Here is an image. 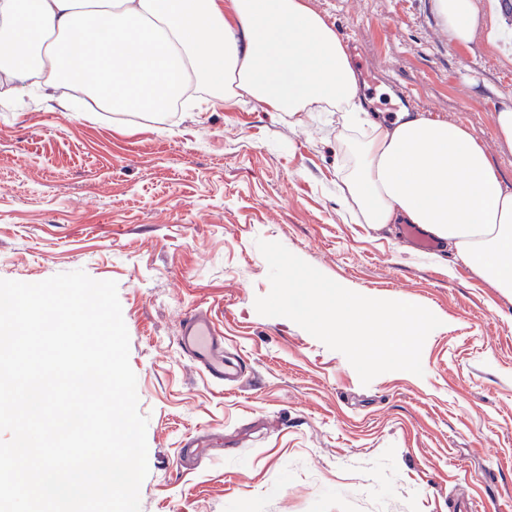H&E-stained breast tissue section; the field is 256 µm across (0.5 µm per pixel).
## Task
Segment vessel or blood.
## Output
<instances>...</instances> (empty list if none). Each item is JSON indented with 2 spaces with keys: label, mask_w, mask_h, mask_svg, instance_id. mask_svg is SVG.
Masks as SVG:
<instances>
[{
  "label": "vessel or blood",
  "mask_w": 512,
  "mask_h": 512,
  "mask_svg": "<svg viewBox=\"0 0 512 512\" xmlns=\"http://www.w3.org/2000/svg\"><path fill=\"white\" fill-rule=\"evenodd\" d=\"M402 234L419 252L435 253L441 249L440 240L426 234L418 225H404ZM177 343L182 353L216 385L233 387L242 383L245 377L242 366L237 359L225 355L224 338L208 311L195 310L182 318Z\"/></svg>",
  "instance_id": "b4317fda"
}]
</instances>
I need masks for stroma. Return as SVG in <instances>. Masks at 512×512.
<instances>
[{"label": "stroma", "instance_id": "1", "mask_svg": "<svg viewBox=\"0 0 512 512\" xmlns=\"http://www.w3.org/2000/svg\"><path fill=\"white\" fill-rule=\"evenodd\" d=\"M453 45L434 0H311L343 40L370 111L399 90L411 109L464 125L512 186L492 116L512 99V22ZM337 115L294 124L240 96L148 118L48 110L0 86V279L83 270L118 285L147 417L141 512H512V295L453 248L421 258L398 225L355 223L339 204L349 164ZM277 241L343 287L410 301L441 321L422 375L362 384L346 357L292 320L260 315L258 240ZM208 310L243 355L235 390L177 347ZM197 433L220 451L187 458Z\"/></svg>", "mask_w": 512, "mask_h": 512}]
</instances>
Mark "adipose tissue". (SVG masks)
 Masks as SVG:
<instances>
[{"label": "adipose tissue", "instance_id": "adipose-tissue-1", "mask_svg": "<svg viewBox=\"0 0 512 512\" xmlns=\"http://www.w3.org/2000/svg\"><path fill=\"white\" fill-rule=\"evenodd\" d=\"M453 44L487 19L475 0H435ZM0 81L29 82L68 108L81 89L112 112L158 115L204 92L210 108L245 94L295 117L341 112L351 138L345 173L360 223L417 224L512 294V187L463 125L421 113L368 116L345 43L309 0H0Z\"/></svg>", "mask_w": 512, "mask_h": 512}]
</instances>
